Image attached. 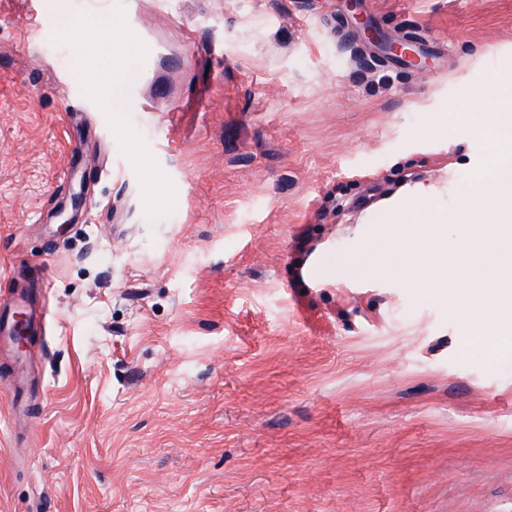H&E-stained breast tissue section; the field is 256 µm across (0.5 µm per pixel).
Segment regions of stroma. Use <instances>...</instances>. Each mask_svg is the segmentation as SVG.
<instances>
[{"label": "stroma", "mask_w": 512, "mask_h": 512, "mask_svg": "<svg viewBox=\"0 0 512 512\" xmlns=\"http://www.w3.org/2000/svg\"><path fill=\"white\" fill-rule=\"evenodd\" d=\"M87 22L129 36L124 110ZM473 83L512 84V0H0V299L33 321L0 512H512V354L340 267L401 188L463 199Z\"/></svg>", "instance_id": "1"}]
</instances>
